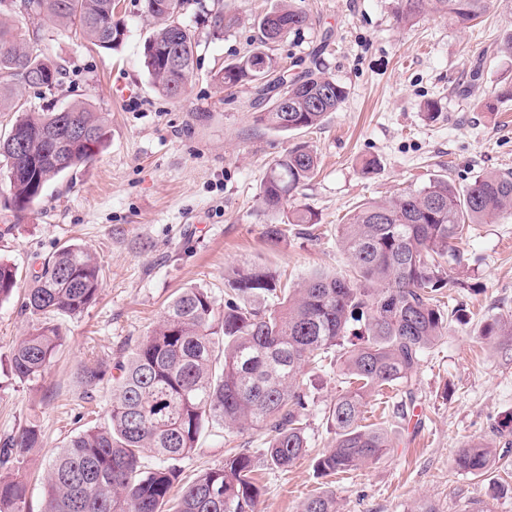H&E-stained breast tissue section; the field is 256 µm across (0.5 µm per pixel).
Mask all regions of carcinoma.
Segmentation results:
<instances>
[{"label": "carcinoma", "instance_id": "obj_1", "mask_svg": "<svg viewBox=\"0 0 512 512\" xmlns=\"http://www.w3.org/2000/svg\"><path fill=\"white\" fill-rule=\"evenodd\" d=\"M32 12L0 6V112L17 113L0 138V168L9 180L18 214L39 203L51 183L75 172L101 152L108 138L107 118L84 101L40 110L21 103L20 89L37 76L41 96L62 87L66 69L34 50L39 32L22 22L72 30L95 47L112 51L126 25L115 18V0H26ZM187 0H145L157 29L144 45V65L154 87L181 100L198 60L201 43L182 22ZM493 0H398L396 20L411 25L427 14L466 27L485 14ZM277 16L280 37L309 24L296 0H282L259 20L257 47L218 74L224 87L254 84L255 121L288 133L318 127L339 110L346 90L319 70L275 80L289 99L281 112L267 102L270 86L258 85L253 69L271 59L266 26ZM317 155L299 144L275 160L261 193L262 205L277 211L312 179ZM512 215V171L487 172L464 188L434 178L419 190L358 205L338 230L351 263V276L315 273L294 288H277L268 272L229 267L224 277L235 298L219 304L202 288H186L167 305L160 321L129 357L109 367L83 368L85 394L107 380L112 398L103 424L81 430L55 452L44 474L42 512H251L260 494L258 465L286 470L308 452L310 398L302 388L303 368L328 355L338 361L347 387L328 409L334 429L331 448L314 459L317 477L354 472L379 461L396 447L387 429L363 424L369 397L396 390L417 399V373L424 355L444 336L459 310H445L443 289L464 288L452 276L462 257L457 244L473 224ZM308 207L292 210L291 224L315 226ZM102 266L74 244L44 260L25 291L20 311L31 330L15 344L11 368L23 381L42 378L65 343L46 318L76 316L97 301ZM17 288V269L0 262V301ZM277 298L269 307L268 297ZM479 338L512 350V314L489 316ZM233 433L265 434L252 452L229 448L224 463L200 472L173 494L180 462L197 448L205 426ZM41 444L30 423L0 444V512H27L26 456ZM156 464L145 465L146 454ZM497 448L472 441L455 454V468L477 478L497 464ZM299 512H339L336 494L304 499Z\"/></svg>", "mask_w": 512, "mask_h": 512}]
</instances>
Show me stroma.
Returning a JSON list of instances; mask_svg holds the SVG:
<instances>
[{
  "label": "stroma",
  "instance_id": "stroma-1",
  "mask_svg": "<svg viewBox=\"0 0 512 512\" xmlns=\"http://www.w3.org/2000/svg\"><path fill=\"white\" fill-rule=\"evenodd\" d=\"M205 2L223 11L224 27L214 31L186 11L201 49L177 102L154 88L143 64L154 30L144 0H120L127 35L115 50H97L68 31L52 32L41 44L44 56L67 70L58 106L88 101L110 124L102 153L52 185L24 215L10 209L0 179V262L19 274L13 297L0 302V439L30 423L41 429V445L27 457L29 512H42L50 456L77 431L104 421L111 385L85 397L81 368L127 356L181 291L203 288L224 300L230 266L266 269L291 286L315 271L346 275L350 261L337 226L362 201L414 191L437 177L463 187L487 171H512V100L487 107L496 88L512 83V55L499 50L512 14L492 8L468 29L435 15L403 27L396 0H300L310 25L271 53L292 75L318 67L347 97L321 126L277 133L256 122L253 86L227 89L217 75L254 49L259 18L280 0ZM428 100L439 106L436 118L422 109ZM299 143L319 161L290 200L317 214L311 236L259 200L274 160ZM366 158L379 162L369 174L360 168ZM271 224L288 227L275 246L265 237ZM67 244L99 257L100 294L82 314L55 317L66 342L42 379L24 382L11 369L13 347L31 326L20 304L43 260ZM459 249L456 275L469 287L449 295L467 323H451L424 356L408 418L394 417L393 398L371 399L367 421L398 438L394 451L350 474L315 477L312 459L332 444L326 412L344 377L335 363L306 367L313 399L308 454L285 471L258 466L262 494L253 512H297L301 501L325 490L335 492L341 512H412L422 500L439 512H468L485 498L494 512H512L511 495L491 498L487 482L453 467L467 442L503 448L502 425L512 417V351L498 352L479 338L486 316L512 311V216L473 225ZM224 438L223 430H204L181 463L183 481L223 462Z\"/></svg>",
  "mask_w": 512,
  "mask_h": 512
}]
</instances>
